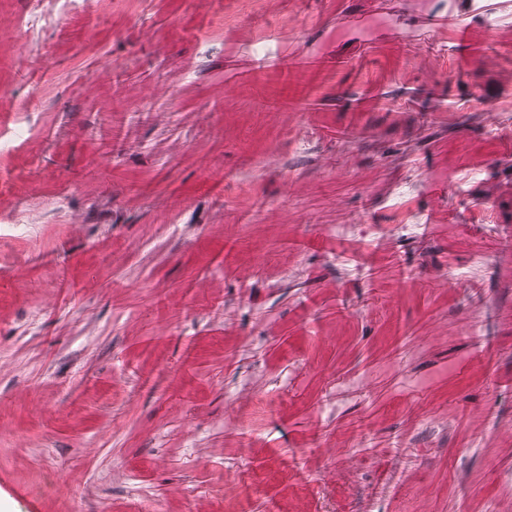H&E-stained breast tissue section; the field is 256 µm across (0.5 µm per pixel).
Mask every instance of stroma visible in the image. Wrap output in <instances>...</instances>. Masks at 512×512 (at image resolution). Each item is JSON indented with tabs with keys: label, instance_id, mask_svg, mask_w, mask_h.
Returning a JSON list of instances; mask_svg holds the SVG:
<instances>
[{
	"label": "stroma",
	"instance_id": "obj_1",
	"mask_svg": "<svg viewBox=\"0 0 512 512\" xmlns=\"http://www.w3.org/2000/svg\"><path fill=\"white\" fill-rule=\"evenodd\" d=\"M509 132L512 0H0V512H512Z\"/></svg>",
	"mask_w": 512,
	"mask_h": 512
}]
</instances>
